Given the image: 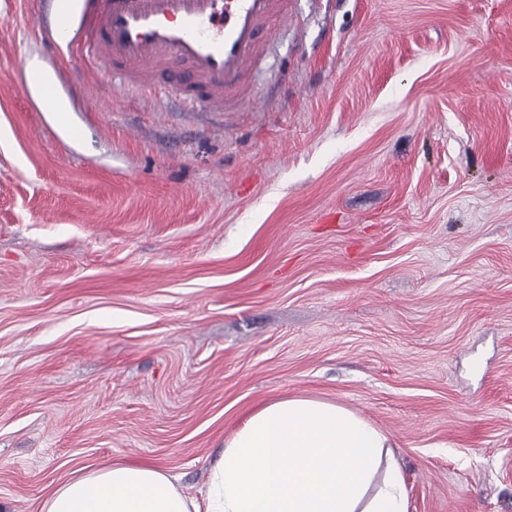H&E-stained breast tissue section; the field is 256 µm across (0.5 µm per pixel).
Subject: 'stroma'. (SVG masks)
Here are the masks:
<instances>
[{"label":"stroma","mask_w":512,"mask_h":512,"mask_svg":"<svg viewBox=\"0 0 512 512\" xmlns=\"http://www.w3.org/2000/svg\"><path fill=\"white\" fill-rule=\"evenodd\" d=\"M49 15L0 0V512L110 462L197 493L293 396L391 435L408 512H512V0H289L233 112L79 74ZM40 98L45 111L55 113L59 121L65 119V113L69 112V105L53 94L48 81H44L40 85Z\"/></svg>","instance_id":"obj_1"}]
</instances>
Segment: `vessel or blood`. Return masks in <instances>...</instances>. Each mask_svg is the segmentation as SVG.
Wrapping results in <instances>:
<instances>
[{
  "instance_id": "b4317fda",
  "label": "vessel or blood",
  "mask_w": 512,
  "mask_h": 512,
  "mask_svg": "<svg viewBox=\"0 0 512 512\" xmlns=\"http://www.w3.org/2000/svg\"><path fill=\"white\" fill-rule=\"evenodd\" d=\"M288 0H53L54 24L41 42L78 57L83 69L118 80L127 93H151L158 76L184 68L172 89L183 107L221 112L246 101L248 70L261 36ZM78 36L64 40L63 32Z\"/></svg>"
}]
</instances>
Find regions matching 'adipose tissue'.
Here are the masks:
<instances>
[{
    "label": "adipose tissue",
    "instance_id": "ef3b65f1",
    "mask_svg": "<svg viewBox=\"0 0 512 512\" xmlns=\"http://www.w3.org/2000/svg\"><path fill=\"white\" fill-rule=\"evenodd\" d=\"M391 436L345 407L270 402L224 442L205 491L153 462L74 469L39 512H408Z\"/></svg>",
    "mask_w": 512,
    "mask_h": 512
}]
</instances>
